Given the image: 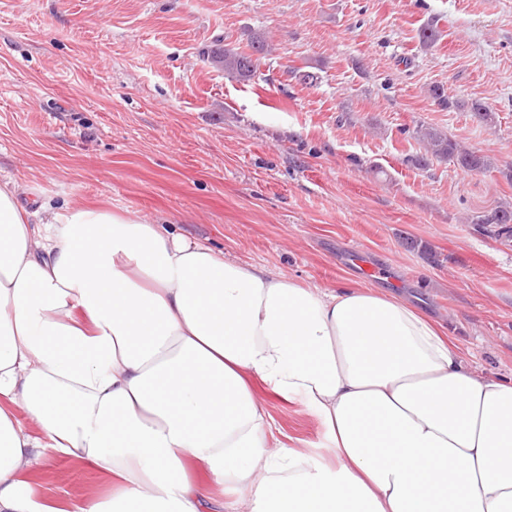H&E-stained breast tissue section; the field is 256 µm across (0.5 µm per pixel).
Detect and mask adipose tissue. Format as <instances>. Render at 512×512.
<instances>
[{"instance_id":"adipose-tissue-1","label":"adipose tissue","mask_w":512,"mask_h":512,"mask_svg":"<svg viewBox=\"0 0 512 512\" xmlns=\"http://www.w3.org/2000/svg\"><path fill=\"white\" fill-rule=\"evenodd\" d=\"M322 421L283 446L248 384ZM111 475L75 512H512V376L407 301L301 285L152 219L0 184V512H58L45 450ZM195 462L229 498L191 479Z\"/></svg>"}]
</instances>
